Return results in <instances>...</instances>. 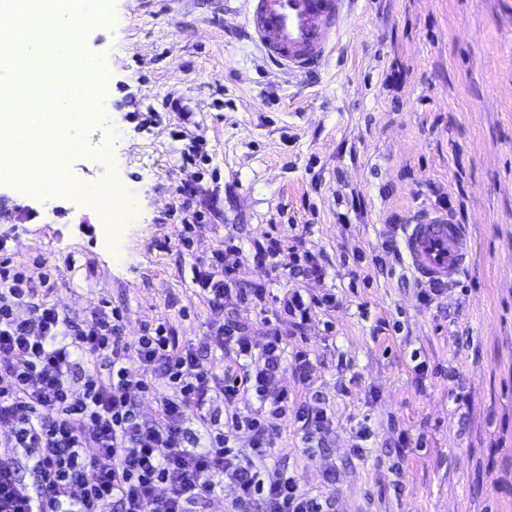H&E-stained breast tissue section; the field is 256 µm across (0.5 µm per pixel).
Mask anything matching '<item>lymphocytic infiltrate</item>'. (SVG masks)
<instances>
[{"mask_svg":"<svg viewBox=\"0 0 512 512\" xmlns=\"http://www.w3.org/2000/svg\"><path fill=\"white\" fill-rule=\"evenodd\" d=\"M236 273L216 254L197 267L195 283L216 309L233 298L263 304L264 290L238 287ZM27 282L0 262V427L10 431L0 453V512H333L331 497L264 465L287 426L310 441L331 425L320 402L294 403L279 388L288 345L280 330L259 347L225 320L213 341L226 362L207 365L162 324L132 341L105 315L71 324L35 300ZM21 306L28 318L17 316ZM131 360L140 374L130 372ZM146 394L159 398L148 422L138 404ZM239 429L249 432V448L233 443Z\"/></svg>","mask_w":512,"mask_h":512,"instance_id":"obj_1","label":"lymphocytic infiltrate"}]
</instances>
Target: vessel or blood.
<instances>
[{
    "label": "vessel or blood",
    "instance_id": "1",
    "mask_svg": "<svg viewBox=\"0 0 512 512\" xmlns=\"http://www.w3.org/2000/svg\"><path fill=\"white\" fill-rule=\"evenodd\" d=\"M353 0H242L244 18L268 61L293 73L327 64ZM410 268L425 281L449 282L473 262L472 233L447 215L423 210L402 229Z\"/></svg>",
    "mask_w": 512,
    "mask_h": 512
}]
</instances>
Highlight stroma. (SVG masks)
<instances>
[{"mask_svg":"<svg viewBox=\"0 0 512 512\" xmlns=\"http://www.w3.org/2000/svg\"><path fill=\"white\" fill-rule=\"evenodd\" d=\"M239 7L110 0L82 38L111 119L70 129L65 172L138 211L110 237L100 208L0 180V256L42 262L31 286L68 320L116 308L127 339L163 322L207 360L225 312L259 345L278 325L311 362L280 388L322 395L332 425L313 449L288 426L268 464L335 512H512V0H356L308 77L264 58ZM419 208L474 236L429 302L408 262L373 263ZM219 251L265 306L200 295L195 268ZM293 252L323 267L304 291L336 296L300 329L282 308Z\"/></svg>","mask_w":512,"mask_h":512,"instance_id":"obj_1","label":"stroma"}]
</instances>
